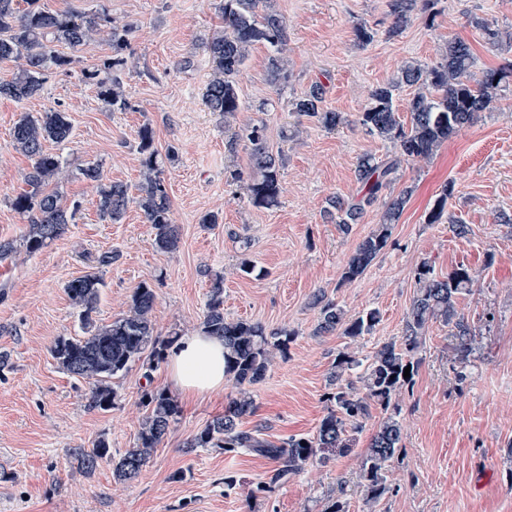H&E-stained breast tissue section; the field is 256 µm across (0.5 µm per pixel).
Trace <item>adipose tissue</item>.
I'll return each instance as SVG.
<instances>
[{
    "instance_id": "adipose-tissue-1",
    "label": "adipose tissue",
    "mask_w": 512,
    "mask_h": 512,
    "mask_svg": "<svg viewBox=\"0 0 512 512\" xmlns=\"http://www.w3.org/2000/svg\"><path fill=\"white\" fill-rule=\"evenodd\" d=\"M169 377L181 392L204 396L223 390L224 342L198 332L183 337L167 353Z\"/></svg>"
}]
</instances>
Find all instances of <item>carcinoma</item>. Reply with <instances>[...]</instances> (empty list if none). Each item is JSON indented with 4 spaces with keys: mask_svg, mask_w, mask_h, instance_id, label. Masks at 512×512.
Segmentation results:
<instances>
[{
    "mask_svg": "<svg viewBox=\"0 0 512 512\" xmlns=\"http://www.w3.org/2000/svg\"><path fill=\"white\" fill-rule=\"evenodd\" d=\"M218 10L224 29L214 32L204 45L213 68L204 100L209 111L221 115L227 123L241 109L237 77L254 46L262 44L274 51L268 57L271 80L288 78L281 58L288 34L283 17L266 8L264 0H220ZM129 31L130 25L118 23L104 9L52 11L40 6L39 0H0V61L18 63L14 76L0 82V97L22 102L36 96L42 89V76L47 68L67 71L75 62L72 55L59 48L74 50L92 36L103 34L108 37L112 55L82 69V79L96 87L108 108L127 109L129 103L116 71L127 62ZM472 59L467 43L451 42L436 65L409 64L397 80L371 91L360 123L369 133L393 142L396 153L381 163L371 157L360 159L357 176L361 192L330 201L336 211V223L346 229L359 223L366 209L396 180L402 162L431 158L455 132L472 124L480 113L493 109L494 91L507 72L489 69L474 80L470 76ZM403 84L416 88L408 102L407 126L401 122L394 104L395 91ZM324 99L325 89L316 83L294 101L293 110L326 129H334L344 118L341 113L325 108ZM71 135L72 124L65 112L49 110L36 116L23 112L14 124V145L29 158L31 167L25 177L26 189L12 199L11 205L28 216L29 224L20 243L0 240V262L22 249L29 255L36 253L65 232L72 213L61 190L63 164L59 155L48 151L46 143L63 144ZM138 139L143 168L138 196H132L124 183L105 181L97 164L81 169V175L95 189L102 219L111 224L121 223L129 204L135 202L155 231L156 248L173 253L179 248L180 233L171 222V201L163 173L165 165L175 160V152H161L147 125L140 128ZM240 141L245 142L249 151L250 171L245 175L232 170L231 180L243 183L252 206L269 208L277 204L282 192L283 160L269 149L264 127L243 128L230 141V149H235ZM450 192L451 187L445 186L427 214V223H442ZM411 194L412 190L406 189L386 205L379 229L358 244L344 268L342 280L350 282L362 276L386 247L389 226L399 219ZM472 282V273L467 268L459 267L448 277L438 279L432 275L431 266L423 263L418 269V289L408 310L402 342L385 344L376 352L359 376L363 392H358L345 378L361 367L360 360L349 353L341 354L331 373L332 391L327 396L330 407L317 435L272 442L263 437L262 428L243 430L241 424L256 409L249 387L259 383L273 360L287 352L292 333L286 328L269 333L260 323L226 319L224 277L213 278L201 331L224 340V373L235 380L237 392L224 406V414L206 424L187 442V447L245 449L268 457L276 463L273 482H284L308 466L327 465L336 451L353 447L354 438L348 434V426L358 427L373 403L389 410L401 390L410 385L411 378L403 376L404 368L413 366L411 353L419 348L430 322L440 320L450 326L451 336L459 341V351L468 354L471 329L457 309V296ZM102 286V278L91 273L66 284L82 335L58 337L50 352L59 368L88 383V407L106 411L112 408L117 395L112 380L124 376L141 360L152 365L159 363L171 341L154 334L152 312L156 295L146 284L136 288L123 316L109 324L98 323L93 313ZM311 304L319 309L318 334L340 329L342 335L356 339L371 333L379 322L375 311L347 317L342 307L320 292L313 294ZM140 405L144 416L136 446L114 455L109 441L102 437L88 450L76 448L72 455L81 472L90 476L105 461L112 465L113 477L119 483L131 482L139 476L181 413L177 400L164 391H144ZM402 437V425L396 416H385L361 455L359 485L366 499L375 502L385 492L388 462L400 448Z\"/></svg>",
    "mask_w": 512,
    "mask_h": 512,
    "instance_id": "1",
    "label": "carcinoma"
}]
</instances>
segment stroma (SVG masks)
<instances>
[{
    "instance_id": "1",
    "label": "stroma",
    "mask_w": 512,
    "mask_h": 512,
    "mask_svg": "<svg viewBox=\"0 0 512 512\" xmlns=\"http://www.w3.org/2000/svg\"><path fill=\"white\" fill-rule=\"evenodd\" d=\"M56 11L105 5L133 23L128 62L119 73L129 106L103 108L83 68L110 55L95 39L74 54L70 70L47 71L39 95L18 103L0 98V240L24 234L27 216L11 200L25 187L30 161L15 149L12 129L21 113H67L70 140L51 145L65 160L67 202L79 208L65 233L41 251L0 262V512H326L336 501L346 512H512V77L497 89L493 111L451 136L426 161H406L397 179L359 223L342 229L327 214L332 198L356 195L361 157L386 160L393 143L359 123L373 88L407 63L436 64L448 42L468 43L471 73L512 67V0H437L433 12L415 9L397 21L390 0H269L288 28V78L267 75L269 51L252 49L237 78L242 109L231 123L209 112L203 93L211 78L204 41L222 28L219 0H43ZM367 26L371 42L355 30ZM497 31L498 40L488 38ZM192 67H184L185 59ZM344 121L327 130L292 110L313 84ZM261 125L283 157V192L268 209L251 206L230 170L248 171L245 146L230 148L238 127ZM150 126L159 150L174 148L164 171L171 217L181 240L176 252L158 250L137 204L121 223L100 219L96 194L79 170L100 164L105 180L137 186L142 179L138 131ZM448 221L426 216L444 186ZM412 195L392 224L386 247L354 281L342 279L357 245L380 222L385 204L402 190ZM213 213L217 223L200 224ZM468 228L457 236L454 225ZM115 253L111 266L96 259ZM254 265L239 273L241 259ZM429 263L436 277L469 268L470 288L458 300L472 333L460 357L448 325L430 322L412 360L413 382L397 410L402 446L387 470L386 490L366 503L359 487L360 456L384 413L372 406L356 445L327 466L309 467L272 483L274 464L248 451L191 448L187 442L222 414L234 383L203 398L178 396L181 415L137 479L121 484L101 463L85 475L72 452L106 437L114 452L134 447L144 390L171 391L165 363L136 362L117 380L110 410L88 408L86 383L62 371L51 356L57 337L80 335L66 283L100 271L104 286L96 319L110 323L127 310L141 284L156 292L155 333L188 336L200 328L214 274L224 276V314L291 331L288 354L275 358L252 388L256 413L243 429L265 424L268 439L315 435L328 412L329 377L340 352L370 362L386 342H401ZM348 316L374 309L380 322L366 336L316 334L315 292Z\"/></svg>"
}]
</instances>
